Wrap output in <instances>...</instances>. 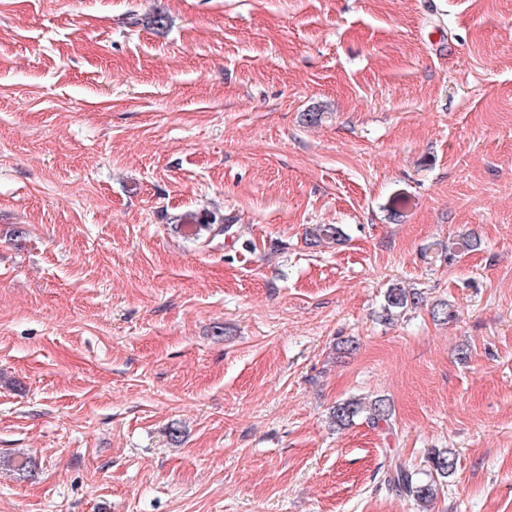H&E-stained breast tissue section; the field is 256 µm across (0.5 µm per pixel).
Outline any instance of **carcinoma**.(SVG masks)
Returning <instances> with one entry per match:
<instances>
[{
    "label": "carcinoma",
    "mask_w": 512,
    "mask_h": 512,
    "mask_svg": "<svg viewBox=\"0 0 512 512\" xmlns=\"http://www.w3.org/2000/svg\"><path fill=\"white\" fill-rule=\"evenodd\" d=\"M177 228L185 232L186 237L196 241L215 231L226 234L231 231L229 224L217 226L213 219L203 223L190 213L177 219ZM423 302L420 293L394 285L385 293L382 317L392 320L403 311L416 308ZM362 415L374 428L382 427L390 432L394 429L392 410L382 399L369 403L355 398L339 401L331 412L333 422L339 427L352 423ZM427 464L428 468L421 474L395 455L384 475V484L389 491L414 500L422 512H428V507L438 496L440 484L454 472L456 459L454 453L446 448H433L427 455Z\"/></svg>",
    "instance_id": "cac0c4a2"
}]
</instances>
